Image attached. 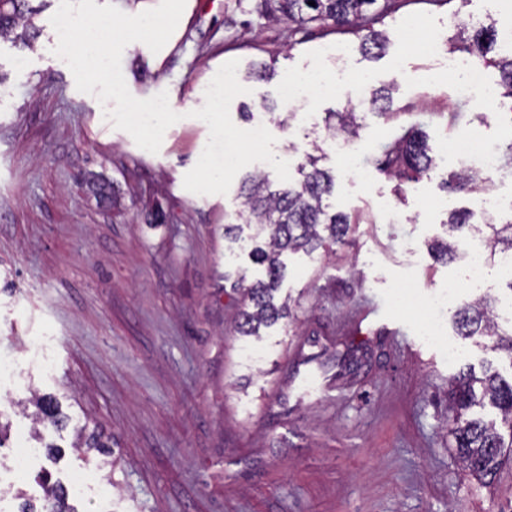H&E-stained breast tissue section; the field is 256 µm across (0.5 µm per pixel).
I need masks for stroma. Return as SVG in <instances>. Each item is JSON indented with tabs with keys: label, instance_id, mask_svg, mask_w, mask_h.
<instances>
[{
	"label": "stroma",
	"instance_id": "stroma-1",
	"mask_svg": "<svg viewBox=\"0 0 512 512\" xmlns=\"http://www.w3.org/2000/svg\"><path fill=\"white\" fill-rule=\"evenodd\" d=\"M32 4L34 47L0 40V360L20 363L0 378V419L30 429L16 402L36 390L62 400L72 427L42 432L60 448L56 461L39 457L17 480L0 467V512H17V492L40 496L42 473L65 483L78 470L93 474L69 498L78 512H512V459L482 485L448 435L453 376L489 366L512 377V358L489 338L452 326L464 303L507 295L512 271L491 265L485 287L472 289L462 262L430 249L447 238L450 209L478 207L473 194L446 200L440 181L460 165L442 145L472 127L501 145L512 118L458 98L477 57L448 45L431 56L401 33L409 16L421 36L446 42L477 19L503 29L512 0H400L376 58L347 30L289 33L287 22L258 18L256 0H186L159 52L133 42L122 54L130 93L167 92L181 116L155 154L115 128L54 55L60 0ZM233 59L276 68L232 101L237 125L242 105L264 113L286 80L318 70L340 74L346 90L390 88L396 110L388 120L366 114L347 158L322 125L347 94H310L315 126L265 113L276 157L295 169L317 151L336 177L330 204L355 222L343 245L285 255L290 316L252 363L229 294L258 271L224 240L238 189L183 187L209 138L191 111ZM411 125L439 167L402 185L374 158ZM410 282L454 292L443 336L426 339L418 309L398 303ZM77 425L109 434L111 455L74 452Z\"/></svg>",
	"mask_w": 512,
	"mask_h": 512
}]
</instances>
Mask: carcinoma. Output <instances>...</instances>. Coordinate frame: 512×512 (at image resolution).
Returning <instances> with one entry per match:
<instances>
[{
    "label": "carcinoma",
    "instance_id": "1",
    "mask_svg": "<svg viewBox=\"0 0 512 512\" xmlns=\"http://www.w3.org/2000/svg\"><path fill=\"white\" fill-rule=\"evenodd\" d=\"M31 0H0V39L13 38L30 47L38 37L29 15ZM258 0L256 12L262 18L296 25L300 30L313 25L346 28L360 35V50L366 57L381 55L388 43L385 31L375 28L383 21L397 0ZM497 40L492 26H461L456 34L459 48L485 58V63L499 70L497 101L512 112V55L507 58L487 57ZM275 59L252 66L247 79L266 80L275 74ZM365 101L370 112L387 116L393 112L392 91L371 88ZM360 123L356 108L331 112L325 121L327 136H341L350 141L359 137ZM318 158L305 154V163L298 167L300 179L274 189L270 182L257 174L241 178L240 215L253 230L248 256L263 269L262 276L242 287L237 331L241 337L261 338L260 330L279 325L290 316L288 305L279 304L276 294L285 280L288 266L282 256L302 251L311 254L345 241L350 218L342 212H332L326 198L336 188V178L317 167ZM383 168L401 182H415L428 177L436 168L424 132L411 127L385 153ZM485 179L472 170L452 171L442 179V189L450 194L472 193L483 189ZM474 211L453 209L448 215V239L432 245L436 257L445 262L466 260L467 247L474 239L483 242L490 257L512 254V214L486 216L482 222H472ZM496 299L476 298L458 309L455 324L465 337L488 336L492 349L508 353L512 359V328L505 331L494 315ZM490 404L500 414V421H487L474 408ZM26 404L34 407L32 420L36 425H49L57 431L67 428L70 416L62 410L58 398L32 393ZM448 432L453 437L457 456L464 469L485 484H491L512 448V380H505L498 371L487 367L482 376L472 373L454 379L448 393ZM76 448L108 447L102 436L77 434ZM43 497L53 502V512H77L67 502V494L59 484L43 483Z\"/></svg>",
    "mask_w": 512,
    "mask_h": 512
}]
</instances>
